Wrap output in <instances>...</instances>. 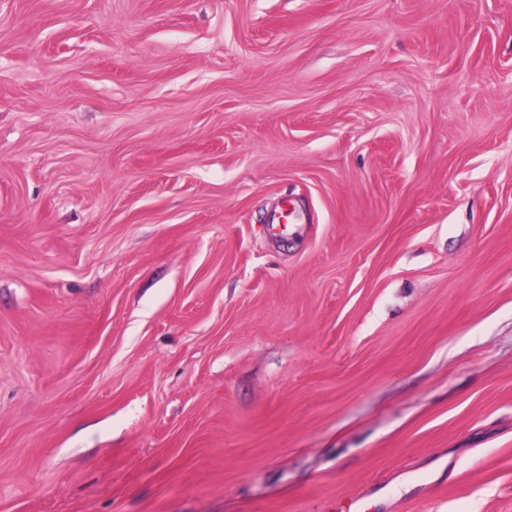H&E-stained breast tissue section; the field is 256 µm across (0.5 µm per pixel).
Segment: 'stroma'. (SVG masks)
Here are the masks:
<instances>
[{
  "label": "stroma",
  "instance_id": "stroma-1",
  "mask_svg": "<svg viewBox=\"0 0 512 512\" xmlns=\"http://www.w3.org/2000/svg\"><path fill=\"white\" fill-rule=\"evenodd\" d=\"M0 512H512V0H0Z\"/></svg>",
  "mask_w": 512,
  "mask_h": 512
}]
</instances>
